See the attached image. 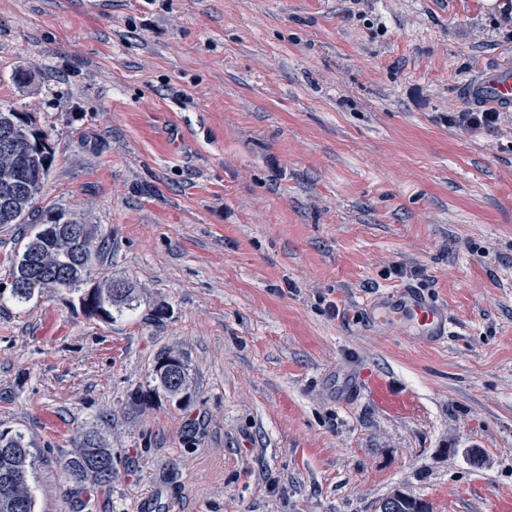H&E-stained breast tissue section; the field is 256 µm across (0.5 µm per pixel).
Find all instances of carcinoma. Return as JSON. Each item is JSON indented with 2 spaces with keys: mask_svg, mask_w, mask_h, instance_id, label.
<instances>
[{
  "mask_svg": "<svg viewBox=\"0 0 512 512\" xmlns=\"http://www.w3.org/2000/svg\"><path fill=\"white\" fill-rule=\"evenodd\" d=\"M8 135L24 144L22 151H9L0 144V225L26 224L38 216L40 230L25 245L11 271V296L26 302L45 289L66 288L83 291L85 314L96 316L105 310L131 309L136 302L135 288L122 279L107 278L89 289L87 277L96 264L104 262L108 240L99 236L96 225L88 224L61 208L35 213L34 199L40 193L53 163V150L47 133L34 127L32 119L13 109L0 110V139ZM154 391L180 403L191 384L181 356L162 355L154 370ZM34 454L30 442L19 432H0V512H35L36 499L29 478ZM68 483L87 494L98 493L112 484L116 458L102 435L95 430L82 434L80 447L61 463ZM393 512H430L428 504L405 493L385 497Z\"/></svg>",
  "mask_w": 512,
  "mask_h": 512,
  "instance_id": "cac0c4a2",
  "label": "carcinoma"
}]
</instances>
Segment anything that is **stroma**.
Here are the masks:
<instances>
[{
	"label": "stroma",
	"mask_w": 512,
	"mask_h": 512,
	"mask_svg": "<svg viewBox=\"0 0 512 512\" xmlns=\"http://www.w3.org/2000/svg\"><path fill=\"white\" fill-rule=\"evenodd\" d=\"M505 61L512 0H0V107L54 150L36 206L97 225L92 281L139 296L15 301L37 227L0 226V431L36 512H512V107L447 123ZM403 288L443 344L379 307ZM167 352L187 403L150 393ZM90 428L95 496L61 469ZM501 119V112L493 108L452 112L448 115V124L461 133L470 134L494 130ZM135 288L122 279H102L81 296L82 308L88 316H99V309L105 310L106 318L112 319V308L117 311L133 309L136 302ZM393 303L403 307L406 318L417 325L419 334L431 343H438L448 335V310L427 300L413 290L394 295ZM105 460L107 471L101 470L96 461ZM116 458L102 435L95 430L82 434L80 448L68 455L61 463L68 483L87 494L98 493L109 488L116 470ZM402 491V490H400ZM405 495L403 497H391L390 495L382 499L390 503L392 512H430L428 504L406 491H402Z\"/></svg>",
	"instance_id": "stroma-1"
}]
</instances>
